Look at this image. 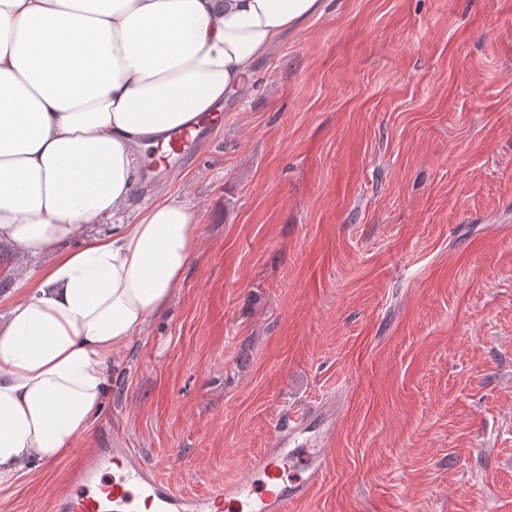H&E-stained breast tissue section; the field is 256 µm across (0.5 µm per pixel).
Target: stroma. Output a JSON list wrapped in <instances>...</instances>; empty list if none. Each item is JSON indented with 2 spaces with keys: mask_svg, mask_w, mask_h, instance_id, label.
<instances>
[{
  "mask_svg": "<svg viewBox=\"0 0 512 512\" xmlns=\"http://www.w3.org/2000/svg\"><path fill=\"white\" fill-rule=\"evenodd\" d=\"M254 70L149 176L199 248L81 445L201 494L316 407L333 461L293 512H512V0H325ZM70 464L0 512H52Z\"/></svg>",
  "mask_w": 512,
  "mask_h": 512,
  "instance_id": "35a3bbf8",
  "label": "stroma"
}]
</instances>
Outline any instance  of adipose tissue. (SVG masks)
I'll list each match as a JSON object with an SVG mask.
<instances>
[{
  "mask_svg": "<svg viewBox=\"0 0 512 512\" xmlns=\"http://www.w3.org/2000/svg\"><path fill=\"white\" fill-rule=\"evenodd\" d=\"M323 10L0 0V242L18 283L0 296V483L87 432L116 356L198 250L184 202L162 193L132 209L143 151L245 89L255 61Z\"/></svg>",
  "mask_w": 512,
  "mask_h": 512,
  "instance_id": "ef3b65f1",
  "label": "adipose tissue"
}]
</instances>
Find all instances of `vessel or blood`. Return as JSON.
Here are the masks:
<instances>
[{"mask_svg": "<svg viewBox=\"0 0 512 512\" xmlns=\"http://www.w3.org/2000/svg\"><path fill=\"white\" fill-rule=\"evenodd\" d=\"M223 121L218 108L199 117L191 128L171 133L161 163H182ZM317 415V409L311 408L294 416L243 477L215 484L202 495L176 492L155 466L120 440H113L108 448L88 449L87 462L76 464L66 486L55 494L52 512H134L139 501L153 512H215L219 507L227 512H290L308 498L331 465L326 449L297 445L298 434ZM290 469L300 471V478L286 479Z\"/></svg>", "mask_w": 512, "mask_h": 512, "instance_id": "1", "label": "vessel or blood"}]
</instances>
